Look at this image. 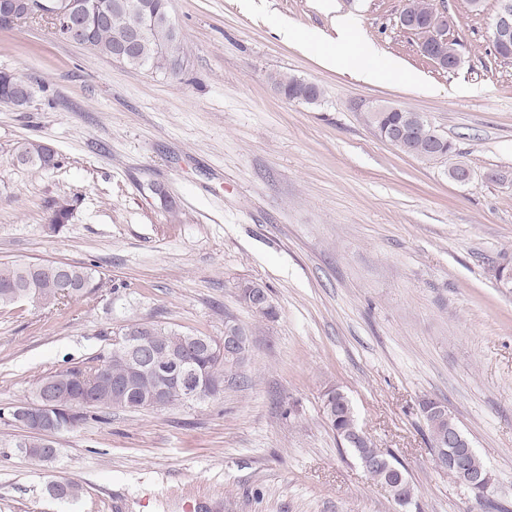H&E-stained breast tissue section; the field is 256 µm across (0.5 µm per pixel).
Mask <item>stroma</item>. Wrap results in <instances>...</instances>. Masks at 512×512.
Returning <instances> with one entry per match:
<instances>
[{"mask_svg": "<svg viewBox=\"0 0 512 512\" xmlns=\"http://www.w3.org/2000/svg\"><path fill=\"white\" fill-rule=\"evenodd\" d=\"M461 42L438 69L398 23L404 0H169L184 65L172 79L55 38L32 20L0 30V71L45 84L0 102V262L93 266L102 286L51 308L0 309V512H397L337 437L329 390L394 454L409 512H484L436 466L420 411L447 406L512 512V61L495 59L498 0H433ZM396 63L362 75L281 31L337 39V18ZM281 72L317 84L284 99ZM423 113L472 171L449 180L377 137L376 104ZM37 140L55 168L18 165ZM70 201L65 224L55 204ZM265 287L266 320L238 283ZM249 337L244 381L203 403L89 413L43 463L13 449L9 408L56 371L98 364L130 321ZM79 486L61 501L51 480ZM268 81L288 101H297L305 104H317L322 91L301 78L284 73L269 74Z\"/></svg>", "mask_w": 512, "mask_h": 512, "instance_id": "1", "label": "stroma"}]
</instances>
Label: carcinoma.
<instances>
[{"instance_id": "carcinoma-1", "label": "carcinoma", "mask_w": 512, "mask_h": 512, "mask_svg": "<svg viewBox=\"0 0 512 512\" xmlns=\"http://www.w3.org/2000/svg\"><path fill=\"white\" fill-rule=\"evenodd\" d=\"M142 2L156 20L147 24L144 35L133 52L119 58L116 49L124 40L128 23L126 10L120 6V0H77L80 4L78 21L87 35L88 50L131 68L175 76L177 71L173 69L172 63L182 60V39L179 32L164 22V17L169 15V0ZM403 12L429 24L437 21L436 9L431 0H405ZM268 81L290 101L313 105L318 103L322 96V91L316 86L294 75L274 73L268 75ZM31 83L30 79L7 73L0 74V101H12L19 96L21 86H29ZM408 115V109L401 107L392 112L371 113L368 121L382 140L395 146L402 153L426 164L448 165L447 174L451 177L460 170L469 169L466 162L458 159L459 152L453 142L441 133L432 138L421 133L401 137ZM14 161L23 166L44 170L55 165V153L38 141L25 140L18 143L14 149ZM98 288L100 281L96 279L92 269L86 266L68 264L62 271L56 262L0 263L1 309L21 301L36 302L47 307L54 306L64 298H83ZM149 328L150 335L154 336L155 341L166 350L178 354L194 352L198 368L206 372L209 381L215 386L224 385V373L234 370V367L217 362L200 348L202 339L206 337L203 332L182 331L158 323L149 324ZM130 363L129 352L114 347L102 360L101 366L118 377ZM97 370L96 366L85 369L67 368L54 372L51 377L68 388L73 384L75 375L84 374L91 377ZM160 382L171 388L172 400H177L179 393L176 391L174 379L148 375L142 378L138 388L128 395L114 394L112 390L102 388L94 396L77 405L71 404L69 397L63 396L58 401V415L63 419L74 418L82 422L92 410L147 409L149 405L146 399ZM324 406L327 418L337 436L347 444L358 460L372 462L368 473L373 479L382 482L388 476L399 478L397 472L390 471L386 464L377 462L379 452L370 439L359 440L354 445L348 443L352 430L357 428V422L353 407L343 392L337 389L330 391ZM424 421L429 443H434V437L438 435L448 434V419L436 415L426 416ZM13 447L21 454L38 461H52L60 453L55 444L43 445L35 439L16 442ZM78 490V485L71 481L64 484L55 481L49 485V493L58 499L72 498Z\"/></svg>"}]
</instances>
